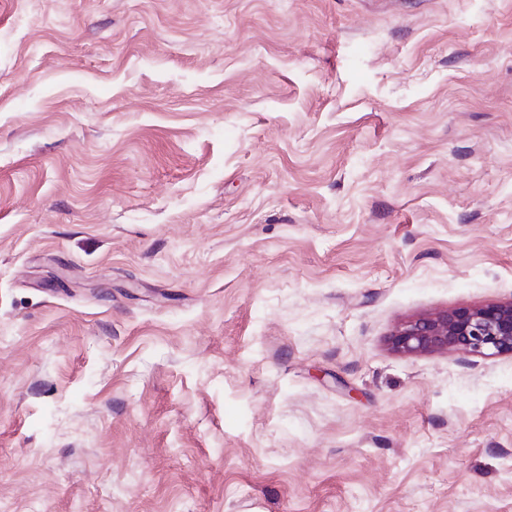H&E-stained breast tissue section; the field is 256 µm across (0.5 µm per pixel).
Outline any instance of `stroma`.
<instances>
[{
	"label": "stroma",
	"mask_w": 512,
	"mask_h": 512,
	"mask_svg": "<svg viewBox=\"0 0 512 512\" xmlns=\"http://www.w3.org/2000/svg\"><path fill=\"white\" fill-rule=\"evenodd\" d=\"M512 0H0V512H512ZM391 345L405 354L448 349L512 354V300L409 321L392 334Z\"/></svg>",
	"instance_id": "stroma-1"
}]
</instances>
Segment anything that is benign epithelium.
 I'll return each instance as SVG.
<instances>
[{"instance_id": "1", "label": "benign epithelium", "mask_w": 512, "mask_h": 512, "mask_svg": "<svg viewBox=\"0 0 512 512\" xmlns=\"http://www.w3.org/2000/svg\"><path fill=\"white\" fill-rule=\"evenodd\" d=\"M391 345L405 354L448 349L512 354V300L409 321L392 334Z\"/></svg>"}]
</instances>
